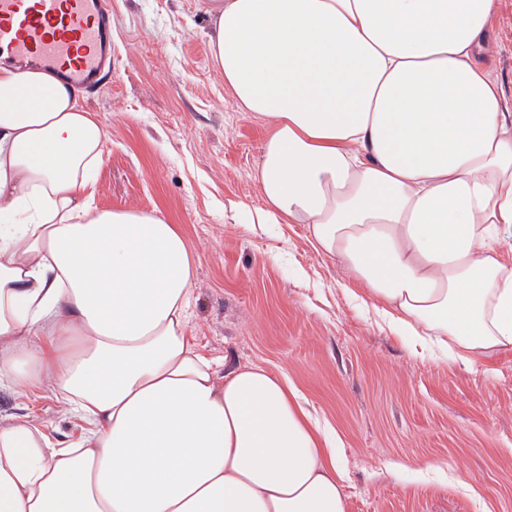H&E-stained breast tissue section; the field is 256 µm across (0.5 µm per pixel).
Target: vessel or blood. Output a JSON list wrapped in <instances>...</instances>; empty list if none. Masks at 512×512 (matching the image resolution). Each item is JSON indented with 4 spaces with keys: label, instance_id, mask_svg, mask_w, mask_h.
I'll list each match as a JSON object with an SVG mask.
<instances>
[{
    "label": "vessel or blood",
    "instance_id": "vessel-or-blood-1",
    "mask_svg": "<svg viewBox=\"0 0 512 512\" xmlns=\"http://www.w3.org/2000/svg\"><path fill=\"white\" fill-rule=\"evenodd\" d=\"M0 57L98 91L113 72L109 0H0Z\"/></svg>",
    "mask_w": 512,
    "mask_h": 512
}]
</instances>
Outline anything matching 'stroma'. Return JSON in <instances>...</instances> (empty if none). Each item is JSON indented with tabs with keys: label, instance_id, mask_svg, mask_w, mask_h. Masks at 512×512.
Segmentation results:
<instances>
[{
	"label": "stroma",
	"instance_id": "35a3bbf8",
	"mask_svg": "<svg viewBox=\"0 0 512 512\" xmlns=\"http://www.w3.org/2000/svg\"><path fill=\"white\" fill-rule=\"evenodd\" d=\"M209 0H112V65L80 104L107 132L92 192L163 216L195 262L189 333L217 368L281 374L329 436L347 512H512V350L475 364L405 336L301 224L259 223L269 134L212 62ZM512 98V0L486 56ZM64 447L85 424L42 387H0Z\"/></svg>",
	"mask_w": 512,
	"mask_h": 512
}]
</instances>
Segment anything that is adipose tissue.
Listing matches in <instances>:
<instances>
[{
  "instance_id": "1",
  "label": "adipose tissue",
  "mask_w": 512,
  "mask_h": 512,
  "mask_svg": "<svg viewBox=\"0 0 512 512\" xmlns=\"http://www.w3.org/2000/svg\"><path fill=\"white\" fill-rule=\"evenodd\" d=\"M213 63L269 127L259 221L305 225L405 335L512 347V100L483 59L499 0H211ZM107 138L75 91L0 67V383L86 419L0 425V512H346L287 379L218 374L187 334L175 225L105 210Z\"/></svg>"
}]
</instances>
